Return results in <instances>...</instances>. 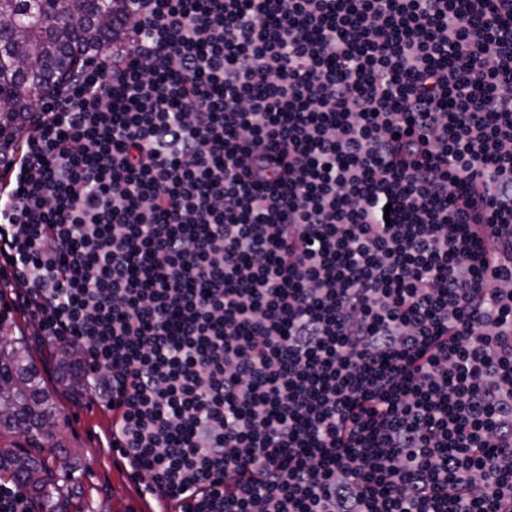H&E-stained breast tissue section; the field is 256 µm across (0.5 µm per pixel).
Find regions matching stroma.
Here are the masks:
<instances>
[{
    "label": "stroma",
    "instance_id": "1",
    "mask_svg": "<svg viewBox=\"0 0 512 512\" xmlns=\"http://www.w3.org/2000/svg\"><path fill=\"white\" fill-rule=\"evenodd\" d=\"M37 323L22 311L17 294L0 296V336L16 339L28 349L52 394L63 441L77 456L78 507L81 512H138L142 500L137 488L105 440L110 412L87 391L59 384L55 348L36 335Z\"/></svg>",
    "mask_w": 512,
    "mask_h": 512
}]
</instances>
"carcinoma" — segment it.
I'll return each mask as SVG.
<instances>
[{"instance_id": "obj_1", "label": "carcinoma", "mask_w": 512, "mask_h": 512, "mask_svg": "<svg viewBox=\"0 0 512 512\" xmlns=\"http://www.w3.org/2000/svg\"><path fill=\"white\" fill-rule=\"evenodd\" d=\"M131 0H88L75 19L73 0H0V113L30 112L61 91L75 71L119 39ZM55 407L26 349L0 345V436L23 438L0 447V482L23 487L36 512L47 504L69 512L79 493L74 461L58 440Z\"/></svg>"}]
</instances>
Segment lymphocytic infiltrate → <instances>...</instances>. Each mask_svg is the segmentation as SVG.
Returning <instances> with one entry per match:
<instances>
[{
	"mask_svg": "<svg viewBox=\"0 0 512 512\" xmlns=\"http://www.w3.org/2000/svg\"><path fill=\"white\" fill-rule=\"evenodd\" d=\"M0 151L5 291L165 512H512V0H133Z\"/></svg>",
	"mask_w": 512,
	"mask_h": 512,
	"instance_id": "1",
	"label": "lymphocytic infiltrate"
}]
</instances>
